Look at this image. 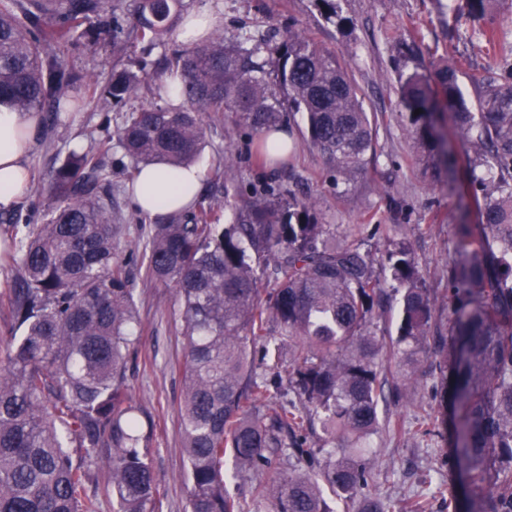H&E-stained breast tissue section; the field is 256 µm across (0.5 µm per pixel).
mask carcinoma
Instances as JSON below:
<instances>
[{
  "label": "carcinoma",
  "instance_id": "cac0c4a2",
  "mask_svg": "<svg viewBox=\"0 0 512 512\" xmlns=\"http://www.w3.org/2000/svg\"><path fill=\"white\" fill-rule=\"evenodd\" d=\"M494 2L465 0L497 45ZM181 4L135 0L136 40L163 42ZM102 34L125 48L110 0H0V97L54 123L96 99L136 93L145 75L118 62L101 90L64 66L61 48ZM501 52L503 85L475 112L454 63L399 79L407 131L422 152L433 151L432 120L445 112L476 155L466 190L478 220L458 226L448 331L412 251L388 225L355 224L338 240L313 196L268 178L241 189L231 153L210 193L130 248L182 302L189 512H335L334 498L358 501L356 512H432L424 493H372L376 454L363 446L401 432L380 406L415 379L417 353L442 377L440 406L451 394L461 411L449 471H465V512H512V63ZM173 80L182 105L169 102ZM154 95L158 103L130 113L116 141L68 156L44 187L46 220L14 240L18 282L0 293L12 318L0 361V512H98L104 474L114 512H156L149 436L128 384L138 304L134 261L116 257L123 230L112 223V144L133 179L149 163L189 165L204 145V115L226 112L233 134H265L245 143L247 156L281 167L267 136L300 115L338 196L378 157L377 125L347 65L292 27L277 44L219 29L196 38L167 62ZM381 268L400 295L397 334L386 340L372 331L392 293Z\"/></svg>",
  "mask_w": 512,
  "mask_h": 512
}]
</instances>
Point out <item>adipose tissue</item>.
<instances>
[{
  "label": "adipose tissue",
  "mask_w": 512,
  "mask_h": 512,
  "mask_svg": "<svg viewBox=\"0 0 512 512\" xmlns=\"http://www.w3.org/2000/svg\"><path fill=\"white\" fill-rule=\"evenodd\" d=\"M40 127L39 113L16 111L0 98V210H11L30 182L26 160ZM203 179L204 171L197 164L150 165L137 175L133 197L143 212L170 215L193 201Z\"/></svg>",
  "instance_id": "adipose-tissue-1"
}]
</instances>
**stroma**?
Wrapping results in <instances>:
<instances>
[{"label":"stroma","instance_id":"obj_1","mask_svg":"<svg viewBox=\"0 0 512 512\" xmlns=\"http://www.w3.org/2000/svg\"><path fill=\"white\" fill-rule=\"evenodd\" d=\"M337 5V18L329 20L320 14L315 0H184L164 45L147 56L130 50L125 62L134 70L145 67L149 77H156L157 61L184 47L178 35L186 15L199 11L213 13L219 28L231 35H275L292 26L319 46L336 51L354 74L365 106L377 122L376 163L368 178L342 198L326 180L327 161L304 143H297L290 163L273 175L311 192L321 222L334 225L336 234H343L351 224L394 225L396 237L415 255L436 300L438 318L447 321L448 266L454 258L457 227L474 223L475 215L470 199L459 196L448 178L438 174L436 158L414 160L416 144L406 131L399 75L416 67L433 72L442 60L457 63L460 87L474 107L478 93L469 76L492 63L497 49L480 37V24L467 16L462 0L451 12L441 8L439 0H338ZM406 43L417 47L415 60L403 56ZM62 59L68 67L103 82L112 73V46L102 38L65 48ZM154 101L145 84L136 96L121 102L86 104L64 114L53 129L52 144L36 140L28 156L31 189L14 208V223H0V291L11 287L18 276V256L10 250V241L23 234L26 223L38 224L45 217L50 199L41 187L53 171L70 152L112 137L128 113ZM204 121L206 146L198 163L210 174L223 167L228 149L242 151L245 140L228 142L223 114H209ZM109 164L114 223L133 232L149 231L150 217L136 208L129 195L130 160L122 148L113 147ZM132 286L138 299L140 340L129 381L143 431L150 436L157 512H188L186 457L178 428L183 389L181 303L174 287L150 279L144 265L134 266ZM417 377L397 410L403 432L373 438L374 447L381 450L376 490L400 497L423 489L434 496L433 512H448V500L462 496V479L449 476L446 452L449 442L459 441L462 425H450L443 437L419 431V419L437 411L439 400L434 393L438 378L428 361H421Z\"/></svg>","mask_w":512,"mask_h":512}]
</instances>
